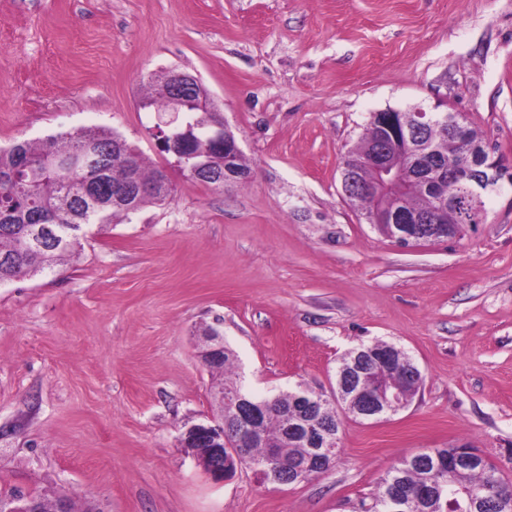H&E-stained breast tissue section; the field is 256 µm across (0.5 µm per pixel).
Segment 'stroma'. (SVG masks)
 Listing matches in <instances>:
<instances>
[{
	"label": "stroma",
	"mask_w": 512,
	"mask_h": 512,
	"mask_svg": "<svg viewBox=\"0 0 512 512\" xmlns=\"http://www.w3.org/2000/svg\"><path fill=\"white\" fill-rule=\"evenodd\" d=\"M200 79L252 176L218 192L162 152L159 70ZM441 105L512 168V0H0V147L116 131L172 198L91 226L53 270L0 284V494L74 512H360L404 458L474 447L512 483V184L453 238L398 246L351 208L372 113ZM265 398L329 390L380 339L423 384L344 420L329 470L205 475L177 446L212 412L196 335ZM203 342L204 348L201 351V355L206 358L208 363H213L222 354L224 349V361L216 367L224 368L225 374L227 365L232 362L235 355L229 347L224 345V339L219 330L212 327L210 335L203 336Z\"/></svg>",
	"instance_id": "1"
}]
</instances>
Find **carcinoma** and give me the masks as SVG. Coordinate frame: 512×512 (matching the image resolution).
I'll return each mask as SVG.
<instances>
[{"mask_svg": "<svg viewBox=\"0 0 512 512\" xmlns=\"http://www.w3.org/2000/svg\"><path fill=\"white\" fill-rule=\"evenodd\" d=\"M182 112L192 127L193 151L197 155L188 164H201L212 171L224 170V152L208 146L209 124L216 113L202 112L186 103ZM484 145L476 131L469 138L457 140L439 136L434 147L445 163H458L476 157ZM131 184L134 210L145 204H164L171 199L169 178L162 169L147 171L139 153L118 133L102 128L81 129L52 137L35 147L20 140L11 147L0 148V282L23 279L36 272L51 270L60 257L74 251L79 233L90 224H111L131 210L112 203V187ZM439 199L455 200L459 211H448V223L465 221L468 210L465 189L456 181L423 185L394 197L393 203L404 210H426ZM60 227L65 244H30L36 225ZM367 365L378 367L379 354L397 363V369L381 371L376 376L389 385L397 384L411 401L419 391L413 376L423 381L421 371L402 350L383 341L366 345ZM309 389L297 386L287 393L258 401L261 421L258 426L241 425L232 420L226 410V442L248 448V468L265 476L273 471L283 475L297 467L310 452L288 434V422L300 416V396ZM361 398L349 396L333 409L324 410V417L336 420L341 427L345 410L359 419ZM457 448H434L428 460L409 457L381 479L379 488L366 512H392L389 489L393 484L404 490L407 504L404 512H512V486L503 483L496 468L483 460L478 465L461 468L457 475L456 492L448 491V461L454 459ZM495 489L501 502L497 511L485 507L486 489Z\"/></svg>", "mask_w": 512, "mask_h": 512, "instance_id": "carcinoma-1", "label": "carcinoma"}]
</instances>
